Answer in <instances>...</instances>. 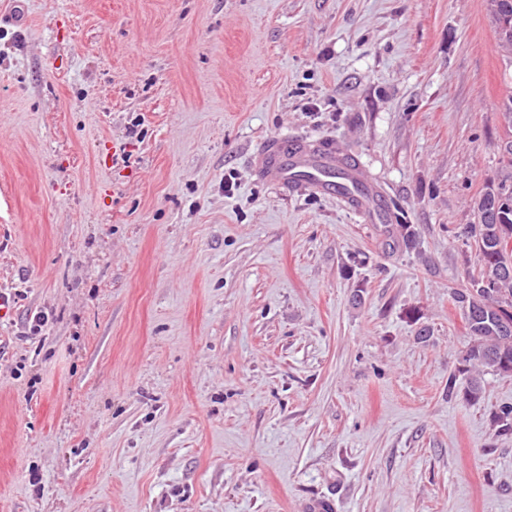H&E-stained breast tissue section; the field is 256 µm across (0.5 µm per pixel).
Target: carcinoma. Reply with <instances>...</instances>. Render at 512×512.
Listing matches in <instances>:
<instances>
[{
	"instance_id": "1",
	"label": "carcinoma",
	"mask_w": 512,
	"mask_h": 512,
	"mask_svg": "<svg viewBox=\"0 0 512 512\" xmlns=\"http://www.w3.org/2000/svg\"><path fill=\"white\" fill-rule=\"evenodd\" d=\"M488 7L504 64L497 144L502 174L474 206L479 276L471 287L450 292L462 310L468 340L463 368L448 379V395L461 393L468 401L481 398L484 373L512 376V0H488ZM398 235L405 249H416L413 225H398Z\"/></svg>"
}]
</instances>
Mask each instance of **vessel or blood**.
Here are the masks:
<instances>
[{"label": "vessel or blood", "instance_id": "b4317fda", "mask_svg": "<svg viewBox=\"0 0 512 512\" xmlns=\"http://www.w3.org/2000/svg\"><path fill=\"white\" fill-rule=\"evenodd\" d=\"M258 162L264 174L281 186H297L340 200L363 224L388 223L386 192L361 166H341L336 151L322 144H288L267 140Z\"/></svg>", "mask_w": 512, "mask_h": 512}]
</instances>
